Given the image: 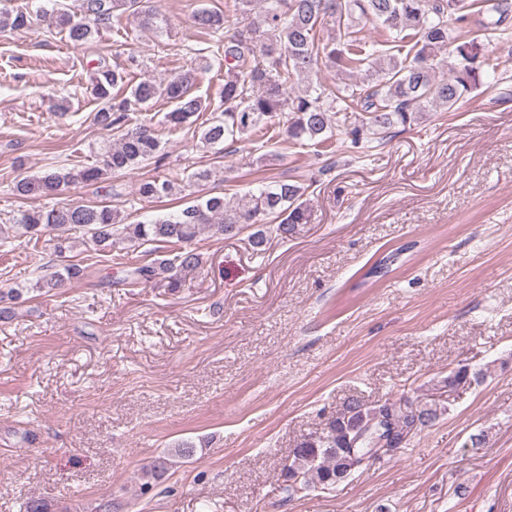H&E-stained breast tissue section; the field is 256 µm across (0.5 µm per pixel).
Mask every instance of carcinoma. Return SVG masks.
Listing matches in <instances>:
<instances>
[{
    "mask_svg": "<svg viewBox=\"0 0 512 512\" xmlns=\"http://www.w3.org/2000/svg\"><path fill=\"white\" fill-rule=\"evenodd\" d=\"M72 11L63 0H54L48 19L67 32L75 45H85L99 27L128 15L144 28H156L160 21L141 9V0H79ZM12 0H0V28L29 30L34 25L30 12L11 6ZM257 26L239 29L217 41L224 54V85L219 102L213 103L192 94L198 80V68L190 67L164 82L144 79L124 93L127 72L99 63L90 76V93L101 103L93 122L112 132L97 150L93 165L72 169H54L26 175L15 184L23 197L54 198L63 187L92 186L109 175L161 160L162 136L186 124H192L204 112L211 117L200 127V143L214 148L247 134L269 130L275 120L289 112L285 132L288 139L303 144L323 145L332 141L341 112L355 114L353 126L345 130L351 147L366 149L381 135L396 127H410L426 112H451L473 90L484 84L495 71L492 59L483 53L481 35L462 31L460 23L468 4L465 0H262ZM480 7L499 14L493 26L484 30L509 35L503 27L506 10L499 3L482 0ZM336 24L340 34L326 44L316 41L317 29L327 20ZM197 30L217 35L224 30V13L206 7L194 15ZM374 23L381 28L379 38L368 41L350 35L356 25ZM452 61L448 76L436 74L438 53L448 47ZM325 60L340 74L351 73L367 65L361 84L343 82L325 86L315 78L318 60ZM304 83L292 94L289 83ZM163 98L173 105L161 125L152 120L134 118L137 111ZM185 187L155 178L138 183L141 201L172 196ZM305 188L284 179L263 183L255 193L235 202L222 195L197 199L190 206L152 218L128 223L117 208L96 204L54 203L23 212L10 225L14 233L40 239L50 236L53 255L62 257L74 249L67 237L73 226L85 228V245L106 249L118 240L152 255L161 250L173 254L168 259L144 262L140 258H120L121 283L136 286L158 279L175 289L185 270L198 268L202 256L193 247L203 233L232 238L255 225H273L283 239L296 233L306 219ZM411 246H401L379 258L365 278L381 279L404 263L403 255ZM34 288L51 292L71 280L84 276L79 263L58 269L51 259L37 268ZM480 371L466 366L451 371L445 379L450 388L479 381ZM437 411L426 405H408L385 400L367 403L351 399L326 424L323 431L300 441L292 461L284 466L288 490L295 493L310 486L331 489L369 465L371 449L384 444L399 448L407 438L433 426ZM195 455L193 443L183 440L178 447L156 457L146 474L160 479L173 460L188 461Z\"/></svg>",
    "mask_w": 512,
    "mask_h": 512,
    "instance_id": "carcinoma-1",
    "label": "carcinoma"
}]
</instances>
